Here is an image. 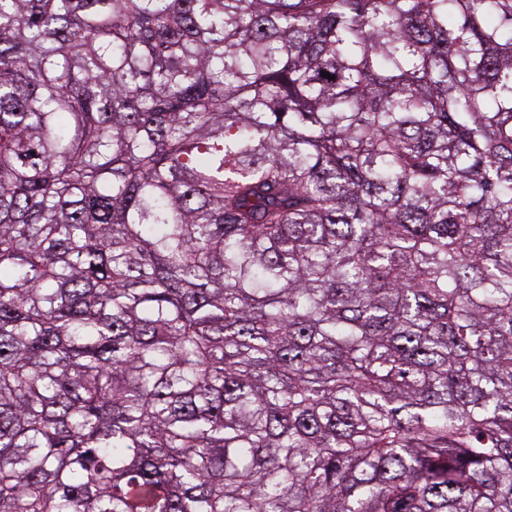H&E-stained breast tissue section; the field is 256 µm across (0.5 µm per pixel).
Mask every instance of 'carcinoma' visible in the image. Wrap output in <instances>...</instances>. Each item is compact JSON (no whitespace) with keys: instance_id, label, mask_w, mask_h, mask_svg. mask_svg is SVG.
Masks as SVG:
<instances>
[{"instance_id":"cac0c4a2","label":"carcinoma","mask_w":512,"mask_h":512,"mask_svg":"<svg viewBox=\"0 0 512 512\" xmlns=\"http://www.w3.org/2000/svg\"><path fill=\"white\" fill-rule=\"evenodd\" d=\"M0 512H512V0H0Z\"/></svg>"}]
</instances>
